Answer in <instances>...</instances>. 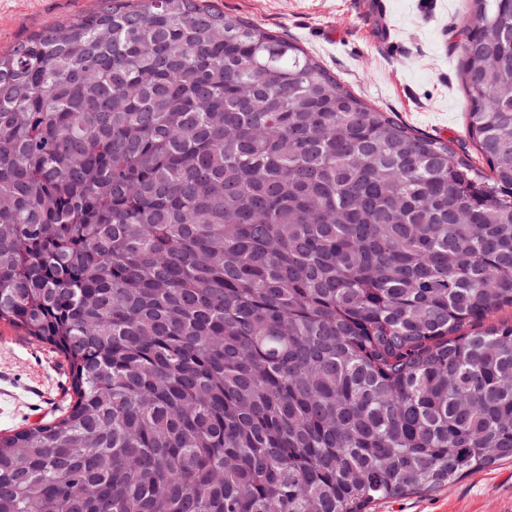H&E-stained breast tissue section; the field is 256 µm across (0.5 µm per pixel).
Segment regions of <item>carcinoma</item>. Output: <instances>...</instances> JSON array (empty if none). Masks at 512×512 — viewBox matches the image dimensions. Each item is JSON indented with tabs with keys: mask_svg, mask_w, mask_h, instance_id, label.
Here are the masks:
<instances>
[{
	"mask_svg": "<svg viewBox=\"0 0 512 512\" xmlns=\"http://www.w3.org/2000/svg\"><path fill=\"white\" fill-rule=\"evenodd\" d=\"M456 45L484 172L203 0L0 53V322L74 401L0 512H368L512 460V0Z\"/></svg>",
	"mask_w": 512,
	"mask_h": 512,
	"instance_id": "carcinoma-1",
	"label": "carcinoma"
}]
</instances>
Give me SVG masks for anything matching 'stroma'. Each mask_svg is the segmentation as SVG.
<instances>
[{"label": "stroma", "instance_id": "35a3bbf8", "mask_svg": "<svg viewBox=\"0 0 512 512\" xmlns=\"http://www.w3.org/2000/svg\"><path fill=\"white\" fill-rule=\"evenodd\" d=\"M209 0L299 44L366 102L479 161L455 45L468 0ZM99 0H0V49L96 9ZM68 367L50 348L0 323V434L42 420L69 401ZM371 512H512V461L443 487L373 503Z\"/></svg>", "mask_w": 512, "mask_h": 512}]
</instances>
